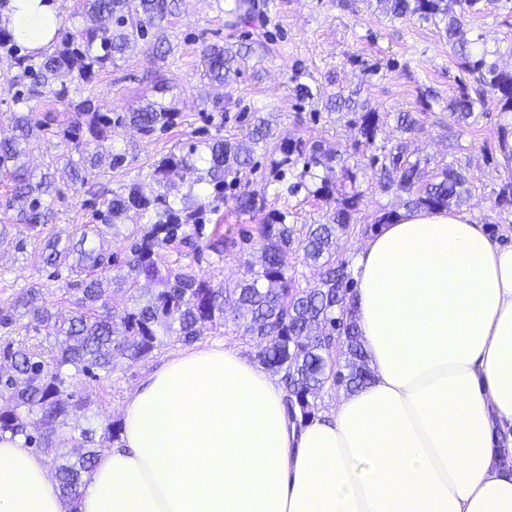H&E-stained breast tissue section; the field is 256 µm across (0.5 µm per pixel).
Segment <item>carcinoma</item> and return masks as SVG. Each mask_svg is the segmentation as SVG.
<instances>
[{
	"mask_svg": "<svg viewBox=\"0 0 512 512\" xmlns=\"http://www.w3.org/2000/svg\"><path fill=\"white\" fill-rule=\"evenodd\" d=\"M181 0H79L77 25L58 27L50 50L28 51L18 44L8 22L0 20V56L8 61L9 77L3 91L13 101L28 103L50 99L65 102L71 88L93 82L139 41L152 34L153 49L163 58L169 52L160 36L164 21L175 16ZM494 0H378L383 13L397 19L417 16L430 21L448 38L464 67L478 73L477 86L461 85L448 98V111L466 123L491 93L501 111L512 112V69L504 70L486 59L479 40L464 37L468 19L488 10ZM269 0H232L224 10L227 25L237 26L267 11ZM251 48L231 51L212 43L202 49L207 79L228 86L241 74V60ZM328 108L342 112L357 131V138L344 149L326 148L319 140H275L273 120L254 117L252 129L242 138L226 137L222 125L207 139L184 143L152 165L153 187L145 192L139 182L124 183L111 196H104L95 210L96 224L82 225L74 237L46 241L38 254L51 275H66L78 292L73 309L62 317L36 304L39 289L23 288L7 308L0 309V327L14 326L25 332H44L53 338L49 348L7 339L0 347V359L27 380L23 388L12 378L0 381V390L11 391L13 408L0 411V434L24 437L28 446L49 453L58 452L63 441H79L87 451L75 459L63 457L56 466L60 491L76 498L83 477L90 475L98 454L90 448L96 429L78 425L86 417L87 402L70 390L69 378L112 372L113 361L122 357L132 363L151 354L170 336L191 344L205 327H233L244 336L260 340L256 360L280 375L285 388L287 411L306 421L318 411V398L326 387L345 386L354 391L369 381L370 371L355 322L349 316L353 281L347 264L336 261L339 241L354 230V215L362 197L357 186L358 161L368 157L377 168V188L407 195L408 209L442 210L461 207L470 197L466 169L453 161L436 163L432 169L412 161L406 144L391 148L377 144L383 125L380 113L357 92H338ZM178 116L170 103L157 99L129 107L123 112L101 109L91 101L74 105L67 121L52 135L64 150L57 160L37 173L26 158L31 140L49 132L54 117L38 118L34 108L15 112L12 134L0 135V174L9 181L1 205L13 211V224H0V245L10 236L12 226L34 233L52 223L55 203L63 198L57 185L62 173L73 190L87 182L102 156L114 170L130 165L127 152L114 148L112 137L118 129L132 128L144 137L163 135ZM270 151V165L277 178L303 162L296 181L288 183L290 196L307 191V198L334 202L324 221L296 228L287 223L288 212L274 210L258 227L256 245L261 252L260 269H250V279L230 290L198 276L192 264L162 266L161 252L173 247L190 249L198 261L208 250L221 257L235 247L214 229L207 242L205 225L225 204L238 215H254L266 209V197L242 183L244 168H257L258 145ZM321 168L328 175L321 176ZM186 191L173 192L176 186ZM133 213L137 222L125 229L124 216ZM192 232H187V229ZM127 242L124 268L110 274L114 254L104 248L107 235ZM303 252L305 258L322 263L324 272L313 285H301L288 274L286 253ZM237 295L235 313L227 319L226 294ZM120 296L131 306L107 311L108 301ZM27 322L20 323L21 319ZM342 341L344 361L326 348L323 338Z\"/></svg>",
	"mask_w": 512,
	"mask_h": 512,
	"instance_id": "cac0c4a2",
	"label": "carcinoma"
}]
</instances>
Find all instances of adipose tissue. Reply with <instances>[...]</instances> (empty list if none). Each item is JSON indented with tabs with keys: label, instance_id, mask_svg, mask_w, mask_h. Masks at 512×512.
<instances>
[{
	"label": "adipose tissue",
	"instance_id": "1",
	"mask_svg": "<svg viewBox=\"0 0 512 512\" xmlns=\"http://www.w3.org/2000/svg\"><path fill=\"white\" fill-rule=\"evenodd\" d=\"M30 49L55 0H10ZM353 317L372 379L307 424L238 350H191L127 397L77 500L0 436V512H512V244L455 209L402 211L359 250Z\"/></svg>",
	"mask_w": 512,
	"mask_h": 512
}]
</instances>
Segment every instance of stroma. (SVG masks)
Instances as JSON below:
<instances>
[{"label":"stroma","mask_w":512,"mask_h":512,"mask_svg":"<svg viewBox=\"0 0 512 512\" xmlns=\"http://www.w3.org/2000/svg\"><path fill=\"white\" fill-rule=\"evenodd\" d=\"M228 2L183 0L178 14L163 25L171 48L165 58L153 57L151 43H143L118 67L100 72L83 87L81 98L121 111L137 104L160 80L167 86L166 100L174 103L179 116L174 128L159 139L144 138L128 129L117 132L115 147L133 159L126 172L101 164L84 187L67 192L65 201L57 203L55 221L28 238L25 251L10 242L0 245V308L20 289L33 286L40 290L39 304L66 311L61 301L65 280L49 278L37 261L44 240L67 238L77 225L90 223L93 205L103 191L136 179L150 185L154 161L178 144L212 132L211 99L218 94L224 97L225 134L244 137L254 116L271 112L278 138L320 140L335 147L351 143L356 131L343 114L325 109L326 97L339 90H360L362 98L386 116L379 142L406 143L414 160L434 163L456 158L468 164L472 197L466 212L484 224L492 237L512 243V209L495 204L496 191L512 180V172L498 161L500 132H512V112L500 111L490 98L484 108L476 110L473 123L457 122L450 115L448 99L459 81L470 83L474 77L461 69L446 38L432 23L385 16L376 0H271L260 19L229 27L224 15ZM465 31L471 39L483 35L487 49L496 52L499 66L512 69V0H495ZM251 41L258 49L243 60L237 81L221 89L210 86L201 63L204 44L216 42L234 49ZM299 84L308 86L309 97H297ZM427 90L433 91L435 99L429 110L418 111L417 98ZM407 111L415 112L419 120V129L412 135L396 126L397 113ZM376 180L373 169L362 165L363 201L354 231L340 242L337 260L353 263L372 236L375 220L384 212L403 209V194L380 193ZM258 261L257 249H234L224 257L203 261L199 271L230 288L246 277L248 264ZM184 349L183 343L168 340L138 362L116 359L112 372L100 378L75 377L72 389L89 401L92 425L101 429L121 421L125 399L141 377Z\"/></svg>","instance_id":"35a3bbf8"}]
</instances>
